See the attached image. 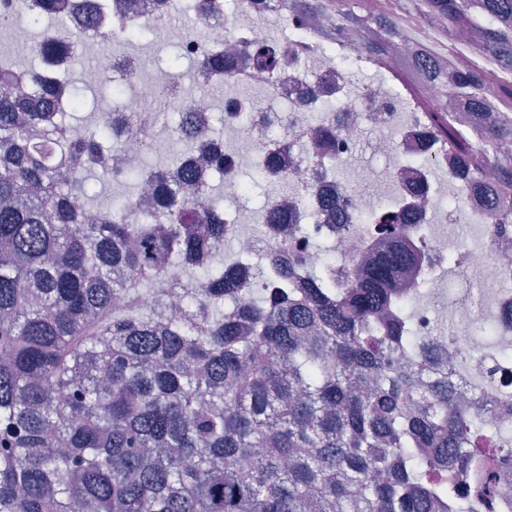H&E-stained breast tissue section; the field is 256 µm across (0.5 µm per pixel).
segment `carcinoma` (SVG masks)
Masks as SVG:
<instances>
[{"label":"carcinoma","instance_id":"1","mask_svg":"<svg viewBox=\"0 0 512 512\" xmlns=\"http://www.w3.org/2000/svg\"><path fill=\"white\" fill-rule=\"evenodd\" d=\"M295 20L329 0H283ZM419 18L466 26L485 55L512 70V0H415ZM34 22L57 0H25ZM339 30L360 23L336 10ZM358 43L419 56L398 20ZM239 57L270 74L283 54L245 42ZM226 71L207 50L205 76ZM427 82L473 111L424 125L446 151L448 173L492 197L491 218L512 232V113L487 120L492 97L512 108V83L474 67L439 65ZM38 68L0 51V512H491L512 439L485 430V410L458 403L455 377L435 338L418 344L398 305L407 272L427 253L411 202L380 213H342L334 232L384 224L368 258L339 280L328 262L305 263L307 204L293 182L272 197L256 233L283 234L288 251L224 255L233 225L214 188L195 183L185 151L125 174L127 193L98 202L86 180L103 178L109 129L56 108ZM333 104L307 131L305 166L336 146ZM85 134L73 137L72 121ZM224 181L212 128L194 131ZM496 173L492 189L487 170ZM179 297L148 310L143 296Z\"/></svg>","mask_w":512,"mask_h":512}]
</instances>
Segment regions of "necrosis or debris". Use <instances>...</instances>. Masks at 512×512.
<instances>
[{"mask_svg":"<svg viewBox=\"0 0 512 512\" xmlns=\"http://www.w3.org/2000/svg\"><path fill=\"white\" fill-rule=\"evenodd\" d=\"M186 3V8L180 11L169 7L154 9L151 0H94L95 12L101 15L104 25H111L118 16L133 19L145 28L154 46L178 50L189 64L186 74L124 55L96 60L84 73L98 84L115 79L131 84V92L119 106L127 124L141 123L145 115L161 106L176 112L209 115L213 112L211 97L187 90L188 83L202 80L205 49L226 47L242 40H268L269 34L258 17L263 13L277 16L285 29L277 45L287 55V63L273 76L249 65L237 68L226 79L232 91L225 94L224 101L236 108L234 114L224 117V155L229 160L224 168V190L229 194L235 193L242 174L259 167L271 151L279 157L280 173L294 175L300 166V151L317 100H345L339 78L342 63L376 69L385 80L405 67V58L400 54L389 56L378 65L366 56L352 53L358 31L345 37L338 35L335 17L326 13L310 15L300 23L280 7L279 0H266L259 13L236 6L204 16L198 12V0ZM240 86L261 87L266 97H242L236 92ZM393 99L404 112L413 114V121L400 123L395 113L381 111L379 101L366 94L359 100L345 101V107L336 113V155L351 178H358L359 167L353 158L366 127L386 130V137L375 142L374 150L388 159V174L397 196H407L412 184L424 187L416 220L422 244L432 258L425 286L433 302L416 305L413 328L421 340L436 336L438 321L432 307L447 303L448 284L443 273L453 260L478 272L483 299L492 301L498 309L496 333L511 336L512 292L505 290L503 284L512 278V246L498 244L488 236L478 243L464 240L452 245L442 230L444 224L456 222L462 215L487 219L491 208L487 196L472 193L461 181L440 182L432 176L433 169L447 166L448 160L438 143L430 138L420 117L425 112L447 111L448 95L440 88L429 87L414 98L397 92ZM272 100L286 104L287 129L278 128L276 114L268 107ZM476 319L474 310H459L450 322L446 344L452 357H464L470 362L469 373L461 379L470 397L483 400L485 407L497 413L501 410L500 399L512 395V359L500 357L498 348L484 337L457 336L459 327Z\"/></svg>","mask_w":512,"mask_h":512,"instance_id":"obj_1","label":"necrosis or debris"}]
</instances>
